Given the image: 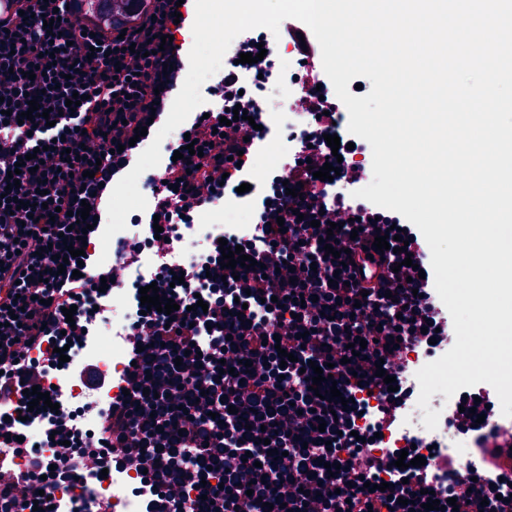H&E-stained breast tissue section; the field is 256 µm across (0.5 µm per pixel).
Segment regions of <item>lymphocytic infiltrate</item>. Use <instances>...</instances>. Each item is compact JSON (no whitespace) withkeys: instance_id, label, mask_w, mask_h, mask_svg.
Returning a JSON list of instances; mask_svg holds the SVG:
<instances>
[{"instance_id":"obj_1","label":"lymphocytic infiltrate","mask_w":512,"mask_h":512,"mask_svg":"<svg viewBox=\"0 0 512 512\" xmlns=\"http://www.w3.org/2000/svg\"><path fill=\"white\" fill-rule=\"evenodd\" d=\"M0 10V512H50L56 493L70 494V512H112L110 498L88 502L96 470L130 474L140 512H425L429 497L444 512H512V422L495 417L497 394L480 383L458 390L451 423L474 440L473 466L432 449L422 466L385 465L384 433L414 401L405 379L411 356L452 347L451 316L431 277V252L420 231L399 213L354 197L370 144L355 138L342 150L338 181L314 178L324 154L296 137L275 157L277 170L255 206L248 235L224 229L183 260L188 217L204 204L253 183L259 145L243 120L220 122L219 107L193 112L170 150L194 139L197 154L166 161L152 212L132 216L135 235L102 246L99 227L115 184L164 124L156 98L177 88L184 64L175 34L177 0H140L122 27L83 10L80 0H6ZM58 14L52 28L43 18ZM250 46L286 51L295 62L291 84L306 104L310 127L335 134L343 124L318 41L295 19L278 33L243 32ZM83 92L80 106L66 99ZM40 108L30 111L29 100ZM145 136H136L138 128ZM123 152H113L114 144ZM24 160L20 187L8 173ZM93 179H84V171ZM301 188V197L290 196ZM97 228L83 230V204ZM340 229L327 232L329 218ZM400 227L405 251H377L376 234ZM163 233L156 246L155 233ZM243 246L255 260L222 281L220 240ZM156 247L141 285L174 299L171 313L143 312L139 291L127 292L122 330L131 342L121 371L94 360L60 362L58 348L92 318L108 319L99 290L113 263L140 264ZM334 255H327L326 247ZM85 251L58 273L69 248ZM110 262L100 263L102 252ZM373 259L381 272L359 278L356 264ZM412 266H405V259ZM81 277H74V270ZM424 270L417 278L415 270ZM183 276L174 284V276ZM276 306H266L268 298ZM207 311L195 309L196 300ZM75 307L73 322L63 311ZM366 341L362 355L351 347ZM295 356L283 363L282 352ZM227 373H220V366ZM330 367L340 395L312 391L315 367ZM394 376L388 391L377 368ZM93 394L115 389L82 430L64 388ZM49 393L58 410L35 407L45 434L63 442L59 459L23 438L17 420L26 390ZM319 389V390H320ZM335 472H328V465ZM388 483L380 491L379 483Z\"/></svg>"}]
</instances>
